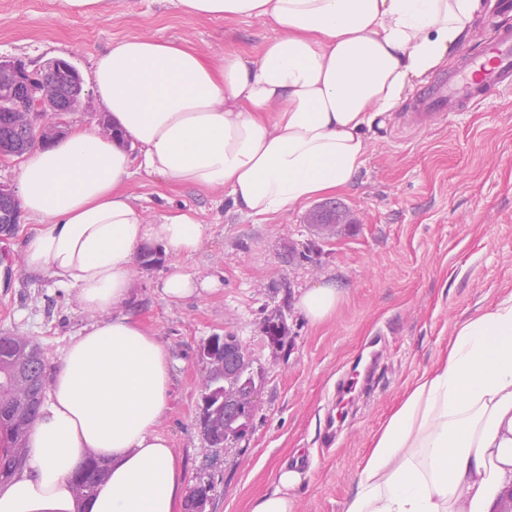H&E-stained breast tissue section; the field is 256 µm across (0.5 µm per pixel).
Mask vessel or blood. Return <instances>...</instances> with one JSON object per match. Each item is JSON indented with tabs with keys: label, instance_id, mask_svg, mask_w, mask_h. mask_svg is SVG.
Returning <instances> with one entry per match:
<instances>
[{
	"label": "vessel or blood",
	"instance_id": "1",
	"mask_svg": "<svg viewBox=\"0 0 512 512\" xmlns=\"http://www.w3.org/2000/svg\"><path fill=\"white\" fill-rule=\"evenodd\" d=\"M512 87V27H495L482 53L465 56L450 76L440 77L422 90L417 109L432 119L464 112L484 99L488 89Z\"/></svg>",
	"mask_w": 512,
	"mask_h": 512
}]
</instances>
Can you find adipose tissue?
Here are the masks:
<instances>
[{
  "mask_svg": "<svg viewBox=\"0 0 512 512\" xmlns=\"http://www.w3.org/2000/svg\"><path fill=\"white\" fill-rule=\"evenodd\" d=\"M183 15L265 19L252 55L205 56L185 42L125 38L90 82L118 130L82 128L35 147L18 174L35 229L23 266L74 290L97 321L51 371L21 471L0 512H179L181 463L158 424L172 385L164 342L125 313L146 248L174 256L171 301L203 297L183 265L205 228L193 211L149 218L127 192L133 170L220 188L265 217L352 184L369 134L469 39L483 0H175ZM108 465L94 496L71 483L88 455ZM303 473L282 469L251 512H294ZM512 488V291L455 324L446 353L416 379L374 436L343 512H494Z\"/></svg>",
  "mask_w": 512,
  "mask_h": 512,
  "instance_id": "1",
  "label": "adipose tissue"
}]
</instances>
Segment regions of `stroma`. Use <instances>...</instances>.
I'll return each mask as SVG.
<instances>
[{
	"label": "stroma",
	"instance_id": "obj_1",
	"mask_svg": "<svg viewBox=\"0 0 512 512\" xmlns=\"http://www.w3.org/2000/svg\"><path fill=\"white\" fill-rule=\"evenodd\" d=\"M272 34L263 19L235 22L181 15L173 0H106L95 17L58 11L52 0H0V55L37 68L70 60L91 74L96 56L140 35L184 40L208 55L253 54ZM408 94L387 113L354 183L337 195L346 223L323 236L307 222L313 202L261 220L235 211L223 189L197 190L135 172L126 189L148 217L173 207L205 226L187 272L217 280L204 298L171 302L160 292L173 259L136 267L134 313L165 342L174 392L158 431L181 461L186 491L212 478L206 512H249L276 486V474L303 449L308 464L293 492L294 512H342L372 438L417 377L436 363L454 323L512 290V89L489 90L467 112L427 121ZM19 216L1 248L15 274L0 287V335L30 337L47 362L63 355L90 317L74 292L28 273ZM336 285L335 313L311 323L302 294ZM282 317L285 343L268 344L266 318ZM238 336L262 368V405L248 439L211 447L196 424L207 365L200 347L213 334ZM387 347L374 386L354 402L338 440L323 432L336 412V385L376 334Z\"/></svg>",
	"mask_w": 512,
	"mask_h": 512
}]
</instances>
